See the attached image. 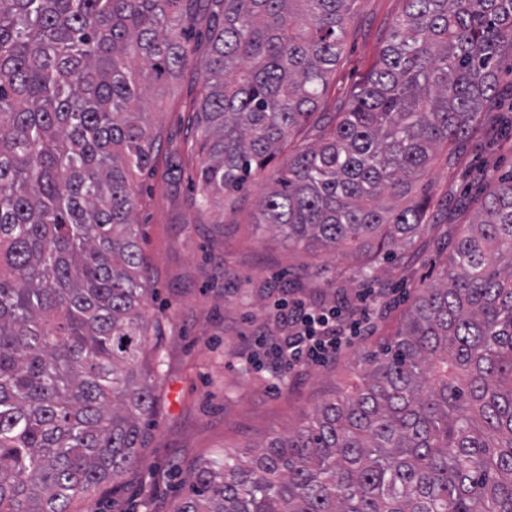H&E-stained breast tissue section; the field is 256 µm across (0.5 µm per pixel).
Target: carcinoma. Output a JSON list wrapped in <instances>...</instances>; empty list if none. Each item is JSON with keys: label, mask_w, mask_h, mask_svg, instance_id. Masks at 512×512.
Returning <instances> with one entry per match:
<instances>
[{"label": "carcinoma", "mask_w": 512, "mask_h": 512, "mask_svg": "<svg viewBox=\"0 0 512 512\" xmlns=\"http://www.w3.org/2000/svg\"><path fill=\"white\" fill-rule=\"evenodd\" d=\"M213 17L199 57L185 34ZM352 0H0V512H69L138 461L165 365L137 200L152 83L188 64L197 210L262 176L253 213L290 248L388 258L426 230L398 209L498 95L512 0H405L346 110L267 172L315 115ZM449 269L319 405L251 465H199L176 512H512V174Z\"/></svg>", "instance_id": "1"}]
</instances>
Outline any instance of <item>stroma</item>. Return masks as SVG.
I'll return each mask as SVG.
<instances>
[{"instance_id": "35a3bbf8", "label": "stroma", "mask_w": 512, "mask_h": 512, "mask_svg": "<svg viewBox=\"0 0 512 512\" xmlns=\"http://www.w3.org/2000/svg\"><path fill=\"white\" fill-rule=\"evenodd\" d=\"M405 0H354L339 62L318 110L343 111L355 86L387 43ZM203 92L187 66L153 85L144 99L160 136L149 169L133 173L136 219L153 291L149 314L165 325L164 375L158 413L145 432L139 462L118 485L103 484L71 512H173L200 462L239 446L244 459L268 437L286 434L324 400L354 386L347 364L378 350L401 328L412 298L445 269L448 238L480 210L487 186L512 172V130L483 126L455 155L440 151L411 200L429 204L428 234L371 277L337 272L330 255L289 250L251 223L263 185L248 181L232 208L199 214L191 179L197 164L184 149L188 120ZM348 298L367 309L371 330L343 341L340 361L273 371V355L256 342L278 331L273 306L282 299L331 307Z\"/></svg>"}]
</instances>
